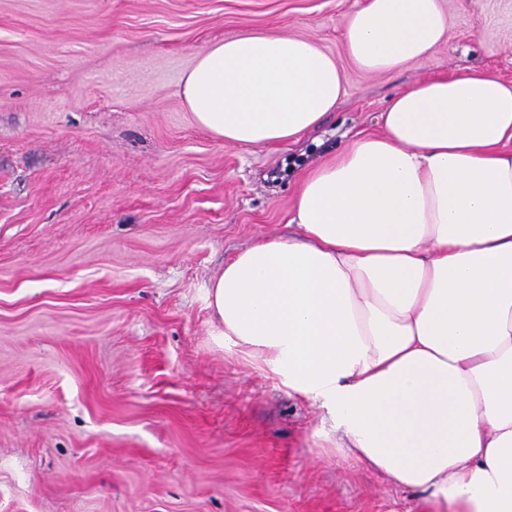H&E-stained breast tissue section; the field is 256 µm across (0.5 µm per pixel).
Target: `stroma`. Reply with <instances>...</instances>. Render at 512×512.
Masks as SVG:
<instances>
[{
  "instance_id": "35a3bbf8",
  "label": "stroma",
  "mask_w": 512,
  "mask_h": 512,
  "mask_svg": "<svg viewBox=\"0 0 512 512\" xmlns=\"http://www.w3.org/2000/svg\"><path fill=\"white\" fill-rule=\"evenodd\" d=\"M364 2L0 0V512H448L337 456L326 410L224 348L209 306L393 96L512 84V0H442L447 39L391 75L346 52ZM243 32L341 69L301 142L228 146L184 103L197 55Z\"/></svg>"
}]
</instances>
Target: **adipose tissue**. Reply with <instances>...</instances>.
<instances>
[{"label":"adipose tissue","instance_id":"1","mask_svg":"<svg viewBox=\"0 0 512 512\" xmlns=\"http://www.w3.org/2000/svg\"><path fill=\"white\" fill-rule=\"evenodd\" d=\"M448 36L441 0H366L350 58L390 74ZM345 94L300 36L209 47L181 96L231 146L298 142ZM382 128L305 172L296 236L225 262L217 337L320 402L343 451L454 512H512V85L471 72L393 97Z\"/></svg>","mask_w":512,"mask_h":512}]
</instances>
